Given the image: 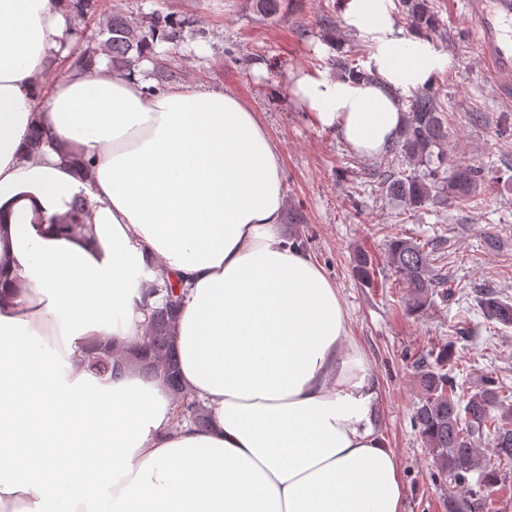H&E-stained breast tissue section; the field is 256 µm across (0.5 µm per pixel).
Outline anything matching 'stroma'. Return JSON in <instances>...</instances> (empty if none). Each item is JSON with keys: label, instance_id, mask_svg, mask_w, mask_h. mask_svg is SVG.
Segmentation results:
<instances>
[{"label": "stroma", "instance_id": "obj_1", "mask_svg": "<svg viewBox=\"0 0 512 512\" xmlns=\"http://www.w3.org/2000/svg\"><path fill=\"white\" fill-rule=\"evenodd\" d=\"M337 2L288 0L279 16L266 18L249 0H105L132 16L160 10L193 19L183 43L169 51L182 84L233 92L280 145L283 231L301 241L342 296L377 381L373 425L396 454L405 512H448V476L412 425L420 397L417 362L454 343L448 372L458 386L468 391L492 376L512 397V328L475 310L479 288L512 300V95L486 77L474 20L455 0H429L439 23L430 40L454 59L433 81L448 122V161L481 168L483 181L467 199L405 210L371 177L384 157L356 156L290 92L297 71L332 74L340 62L363 67L367 50L346 30ZM258 60L265 70L255 69ZM394 236L442 242L432 263L445 292L417 316L405 313L403 290L380 259ZM365 250L377 257L366 278L356 267Z\"/></svg>", "mask_w": 512, "mask_h": 512}]
</instances>
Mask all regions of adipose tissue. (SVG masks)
Wrapping results in <instances>:
<instances>
[{
  "mask_svg": "<svg viewBox=\"0 0 512 512\" xmlns=\"http://www.w3.org/2000/svg\"><path fill=\"white\" fill-rule=\"evenodd\" d=\"M64 14L0 0V512H404L340 292L281 234L278 143L230 91L152 93L142 67L46 82ZM343 19L363 72L301 71L291 91L375 158L452 58L392 0H344ZM76 198L91 237L53 223ZM162 271L182 286L174 344L205 427L174 423L161 379L80 364L89 342L139 343Z\"/></svg>",
  "mask_w": 512,
  "mask_h": 512,
  "instance_id": "obj_1",
  "label": "adipose tissue"
}]
</instances>
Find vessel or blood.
<instances>
[{
	"mask_svg": "<svg viewBox=\"0 0 512 512\" xmlns=\"http://www.w3.org/2000/svg\"><path fill=\"white\" fill-rule=\"evenodd\" d=\"M462 10L476 22L475 41L491 81L503 94L512 93V0H462Z\"/></svg>",
	"mask_w": 512,
	"mask_h": 512,
	"instance_id": "1",
	"label": "vessel or blood"
}]
</instances>
